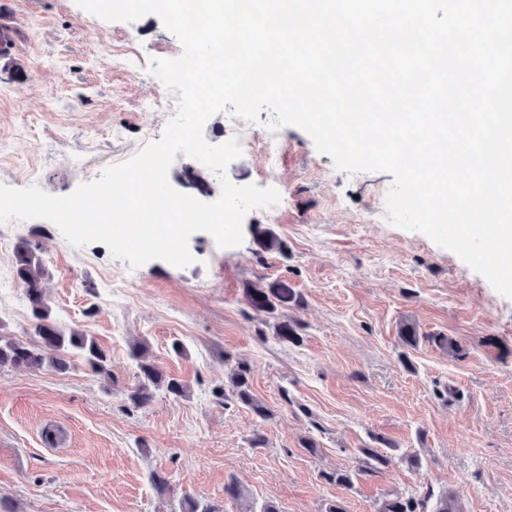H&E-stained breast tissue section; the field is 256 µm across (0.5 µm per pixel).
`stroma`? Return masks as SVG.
Wrapping results in <instances>:
<instances>
[{"mask_svg":"<svg viewBox=\"0 0 512 512\" xmlns=\"http://www.w3.org/2000/svg\"><path fill=\"white\" fill-rule=\"evenodd\" d=\"M28 73L0 70V183L66 196L160 139L169 112L149 109L165 86L151 59L178 57V39L157 15L107 22L75 0H0ZM278 177L260 149L227 168L237 185L288 184L278 214H247L244 241L219 247L197 232L193 264L154 260L133 269L101 243L75 247L43 219L0 223V321L32 340L28 302L15 277L27 240L44 261L46 295L64 327L94 337L111 378L71 356L68 370L0 369V498L16 512H181L184 499L240 512L224 498L236 479L255 512H378L400 495L434 512L454 496L462 512H512V299L499 295L456 254L427 236L381 222L391 174L338 170L295 126L281 129ZM168 180L202 200L217 175L177 154ZM282 242L263 251L258 231ZM284 279L302 297L285 316L303 341L273 338V318L253 311L243 286ZM420 341L404 346L403 325ZM445 336L448 349L435 344ZM184 355H176L173 343ZM152 359L188 394L156 392L133 408L130 357ZM232 355L250 367L253 395L272 412L256 418L222 402ZM266 439L251 447L252 432ZM392 441L389 462L368 471L363 449ZM317 444L304 448V439ZM349 472L341 485L330 476ZM171 490L158 495L152 474Z\"/></svg>","mask_w":512,"mask_h":512,"instance_id":"stroma-1","label":"stroma"}]
</instances>
